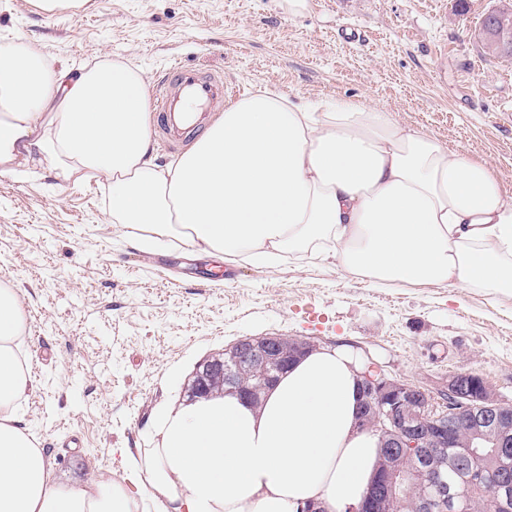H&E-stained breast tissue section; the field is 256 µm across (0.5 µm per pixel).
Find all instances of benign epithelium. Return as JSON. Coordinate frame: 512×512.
<instances>
[{
  "mask_svg": "<svg viewBox=\"0 0 512 512\" xmlns=\"http://www.w3.org/2000/svg\"><path fill=\"white\" fill-rule=\"evenodd\" d=\"M503 0L484 16L475 33L487 52L496 55L512 46V25L507 18L512 10ZM313 344L304 339L286 336L245 337L233 343L227 351L233 365L222 357L200 362L187 387L189 397L205 395L210 384L218 379L224 391L243 393L234 378L235 370L251 367L273 383L274 373L288 368V362L309 351ZM363 412L361 426L380 434L383 441V466L380 485L389 487L415 475L417 458L428 454L432 459L443 456L448 438L461 426L470 448H502L512 437V421L506 412L512 407L498 401L493 389L485 381L468 374H456L448 379L446 390L434 396L421 388L392 377L381 366L370 363L361 370ZM430 492L420 503V512H460V494L448 492L440 465L428 470ZM507 488L483 501L480 512H507Z\"/></svg>",
  "mask_w": 512,
  "mask_h": 512,
  "instance_id": "obj_1",
  "label": "benign epithelium"
}]
</instances>
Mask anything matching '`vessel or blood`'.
Wrapping results in <instances>:
<instances>
[{
    "mask_svg": "<svg viewBox=\"0 0 512 512\" xmlns=\"http://www.w3.org/2000/svg\"><path fill=\"white\" fill-rule=\"evenodd\" d=\"M188 101L196 103L202 112L215 111L224 101L223 75L178 62L168 67L155 89L150 109L152 122L167 145H176L203 125L202 120L192 119L184 111Z\"/></svg>",
    "mask_w": 512,
    "mask_h": 512,
    "instance_id": "obj_1",
    "label": "vessel or blood"
}]
</instances>
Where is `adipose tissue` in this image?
<instances>
[{
	"mask_svg": "<svg viewBox=\"0 0 512 512\" xmlns=\"http://www.w3.org/2000/svg\"><path fill=\"white\" fill-rule=\"evenodd\" d=\"M110 178L112 215L141 247L176 241L218 260L318 252L371 285L512 295V197L485 163L355 100L271 89L227 105L175 166L152 156L147 81L104 59L57 67L30 43L0 51V172ZM24 312L0 288V512H141L122 481L65 484L15 409L33 383ZM360 360L344 346L297 360L258 402L215 392L159 407L126 459L157 512H327L373 484L377 436L358 426Z\"/></svg>",
	"mask_w": 512,
	"mask_h": 512,
	"instance_id": "adipose-tissue-1",
	"label": "adipose tissue"
}]
</instances>
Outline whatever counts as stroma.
Instances as JSON below:
<instances>
[{
  "instance_id": "1",
  "label": "stroma",
  "mask_w": 512,
  "mask_h": 512,
  "mask_svg": "<svg viewBox=\"0 0 512 512\" xmlns=\"http://www.w3.org/2000/svg\"><path fill=\"white\" fill-rule=\"evenodd\" d=\"M86 0L78 14L0 0V48L25 40L54 65L104 58L156 86L171 61L240 92L364 99L450 151L487 163L512 196V60L474 37L495 0ZM25 313L34 389L18 410L64 482L120 474L149 447L157 407L181 400L196 365L245 336L300 337L366 353L426 391L483 377L512 404V297L487 288L372 287L333 262L218 261L142 250L112 216L104 176L44 165L0 173V286Z\"/></svg>"
}]
</instances>
